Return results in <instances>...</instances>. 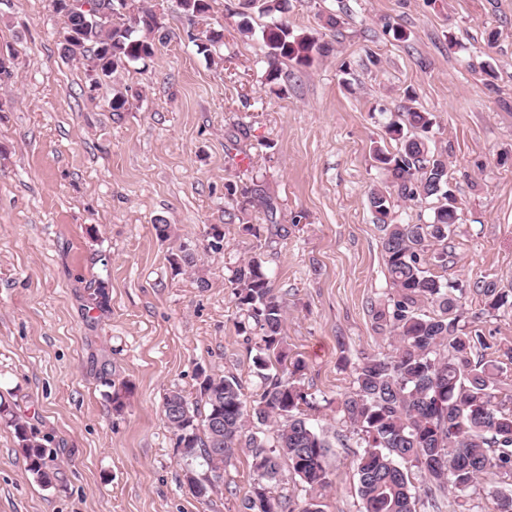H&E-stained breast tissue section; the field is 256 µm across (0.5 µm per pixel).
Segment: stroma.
<instances>
[{"label":"stroma","instance_id":"obj_1","mask_svg":"<svg viewBox=\"0 0 512 512\" xmlns=\"http://www.w3.org/2000/svg\"><path fill=\"white\" fill-rule=\"evenodd\" d=\"M140 2L164 14L153 56L93 84L63 56L50 0H0V53L14 56L0 75V400L50 438L54 473L41 485L0 420V512H245L250 452L196 498L163 402L196 398L204 373L258 392L229 282L257 251L288 306L310 421L334 442L322 512H363L337 400L363 357L390 350L371 312L390 286L368 193L386 184L373 149H394L385 127L407 104L433 114L459 204L440 276L462 288L485 359L512 346V313L475 290L512 291V0H288L289 25L330 51L280 61L282 97L265 81V17L238 30L242 0H210L194 22L176 0ZM213 30L221 42L200 53ZM118 93L128 110H111ZM228 182L263 185L273 215L228 214ZM268 222L288 235L264 248L245 227ZM181 243L197 271L171 265Z\"/></svg>","mask_w":512,"mask_h":512}]
</instances>
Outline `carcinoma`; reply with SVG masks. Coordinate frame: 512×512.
Listing matches in <instances>:
<instances>
[{
    "label": "carcinoma",
    "mask_w": 512,
    "mask_h": 512,
    "mask_svg": "<svg viewBox=\"0 0 512 512\" xmlns=\"http://www.w3.org/2000/svg\"><path fill=\"white\" fill-rule=\"evenodd\" d=\"M288 0H248V6L269 18L262 31L272 91L282 88L279 62L288 60L309 67L314 55L327 51L318 38L299 33L282 18ZM184 15L210 10L208 0H177ZM155 14L144 9L137 26L123 17L99 24L85 13L65 15L66 28L83 34L81 58L99 61L108 76L132 62L154 54V43L140 35L161 30ZM434 121L428 112L413 107L386 126L396 149L375 150V159L390 177L397 196L408 201L433 198L438 206L427 224L398 222L391 218L392 192L373 188L368 202L383 232L382 248L391 293L372 309L378 328L388 332L392 352L363 358L355 368L350 391L340 399L344 422L357 435L352 451L358 478L357 492L363 512H418L419 504L443 508L452 493L459 498L487 473L512 475V379L498 361L474 358L485 346L483 337L461 325L459 299L448 294V283L430 267L448 264V236L459 220L457 207L448 205V162L431 146ZM243 204L273 213L275 204L261 186L251 190ZM256 239L272 243L288 236L281 224H250ZM172 263L193 269L201 257L187 244L172 254ZM236 306L245 321L240 329L258 337L253 358L260 379V393L245 397L234 377L208 376L200 384L196 400L172 390L164 399L163 412L177 444L192 452L183 456L206 466L202 486L210 490L224 479V463L238 448L252 452L256 474L251 494L244 501L248 512H295L290 498L273 494L281 464L288 468L308 494L302 512H322L320 498L332 486L330 443L309 423L306 411L316 409L308 393L294 379L300 359L283 368L288 358L283 336L287 305L277 295L261 256L242 260L230 279ZM479 291L486 305L498 311L507 295L493 281L483 280ZM433 311L427 312L425 308ZM224 415V426L211 425L213 413ZM0 418L14 428L28 470L44 486L54 472L47 465L51 450L28 422L0 404ZM272 427L269 439L252 430V422ZM420 473L423 483L412 481Z\"/></svg>",
    "instance_id": "1"
}]
</instances>
